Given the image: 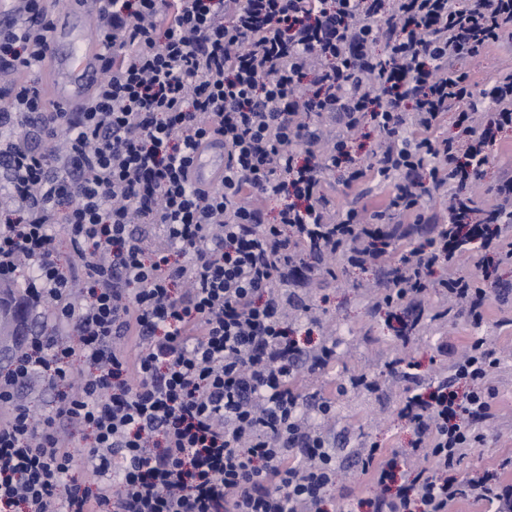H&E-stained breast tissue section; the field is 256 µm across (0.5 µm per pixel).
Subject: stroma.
Returning <instances> with one entry per match:
<instances>
[{
    "instance_id": "stroma-1",
    "label": "stroma",
    "mask_w": 512,
    "mask_h": 512,
    "mask_svg": "<svg viewBox=\"0 0 512 512\" xmlns=\"http://www.w3.org/2000/svg\"><path fill=\"white\" fill-rule=\"evenodd\" d=\"M490 163L482 187L473 197L482 207L492 202L490 193L502 173H512V128L504 129L490 146ZM380 268L365 271L340 269L335 276L315 275L304 294L324 325L323 330L305 334L297 331L301 343L320 342L322 331L335 333L338 356L321 378L304 376L307 391L331 392L337 379L362 370L377 381L370 393L347 390L336 398V424L347 428L352 442L378 441L397 448L411 447L415 433L412 425L399 415L406 390L423 389L439 371L462 353L470 337L494 336L505 353V362L497 374L494 408L483 447L462 462L458 477L467 480L480 476L492 462L512 459V264L500 266L486 287L487 315L481 326L466 316L434 321L410 340L399 338L389 327L385 312L373 310L365 298L368 285L380 280ZM399 355L414 363L407 374L390 370V362Z\"/></svg>"
}]
</instances>
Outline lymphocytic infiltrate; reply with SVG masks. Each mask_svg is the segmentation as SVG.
I'll return each instance as SVG.
<instances>
[{"instance_id":"obj_1","label":"lymphocytic infiltrate","mask_w":512,"mask_h":512,"mask_svg":"<svg viewBox=\"0 0 512 512\" xmlns=\"http://www.w3.org/2000/svg\"><path fill=\"white\" fill-rule=\"evenodd\" d=\"M14 2L0 15V280L26 266L42 324L0 371V512H324L341 471L325 428L336 401L293 380L335 348L293 338V319L317 322L298 290L329 259L391 254L374 309L421 316L433 292L483 320L478 274L512 261V177L482 224L453 187L484 179L512 126V70L479 93L462 65L512 37V0H99L101 80L76 112L29 76L51 29L44 0ZM367 122L381 141L357 167L348 144ZM211 140L224 178L200 189L188 172ZM337 171L349 189L392 186L389 209L431 238L403 248L387 211L335 210L321 186ZM499 364L475 338L406 396L412 448L357 449L372 512L462 499L512 512L502 465L455 476L485 440ZM35 376L58 395L42 417L20 398Z\"/></svg>"}]
</instances>
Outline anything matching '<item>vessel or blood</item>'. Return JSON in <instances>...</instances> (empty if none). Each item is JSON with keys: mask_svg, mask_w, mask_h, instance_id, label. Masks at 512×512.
Here are the masks:
<instances>
[{"mask_svg": "<svg viewBox=\"0 0 512 512\" xmlns=\"http://www.w3.org/2000/svg\"><path fill=\"white\" fill-rule=\"evenodd\" d=\"M96 8L97 0H77L73 14L53 17L48 48L43 58L44 66L52 74L48 93L52 105L77 110L91 97L100 81L98 42L83 41L72 55L64 59L58 53L59 40L69 30L72 16L88 19L94 16ZM223 172L224 148L219 144L200 150L190 170L195 184L209 187L220 184Z\"/></svg>", "mask_w": 512, "mask_h": 512, "instance_id": "obj_1", "label": "vessel or blood"}]
</instances>
